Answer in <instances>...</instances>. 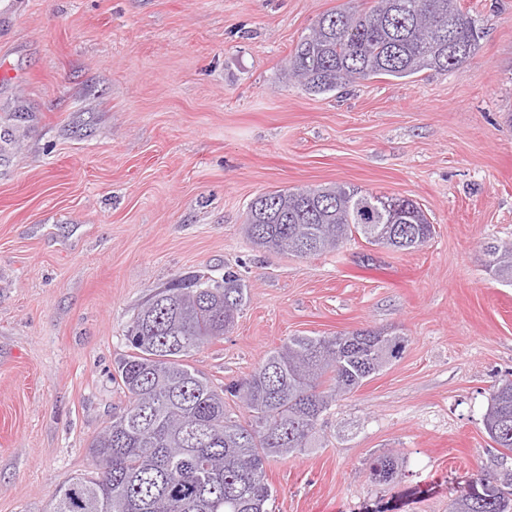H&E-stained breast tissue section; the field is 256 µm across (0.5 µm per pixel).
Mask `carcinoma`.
Masks as SVG:
<instances>
[{"label":"carcinoma","mask_w":512,"mask_h":512,"mask_svg":"<svg viewBox=\"0 0 512 512\" xmlns=\"http://www.w3.org/2000/svg\"><path fill=\"white\" fill-rule=\"evenodd\" d=\"M355 0L322 15L289 55L286 70L302 90L328 93L374 78L445 73L469 64L483 31L458 0ZM345 184L258 195L244 232L258 248L299 257L338 249L359 235L396 250L424 246L434 226L417 202ZM485 267L512 285V241L487 242ZM245 299L242 279L180 276L152 292L127 327L131 353L114 381L128 398L91 441L93 471L59 486L49 512H268L273 490L265 466L315 447L321 417L401 357L402 336L370 329L332 336H294L224 391L188 364L192 353L224 336ZM483 424L504 458L512 456V380L490 394ZM400 458L378 457L371 478L389 483ZM451 512H512V467L467 484Z\"/></svg>","instance_id":"obj_1"}]
</instances>
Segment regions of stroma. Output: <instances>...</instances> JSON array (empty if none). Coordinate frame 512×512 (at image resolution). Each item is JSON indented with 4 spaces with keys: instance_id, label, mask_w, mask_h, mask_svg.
Listing matches in <instances>:
<instances>
[{
    "instance_id": "35a3bbf8",
    "label": "stroma",
    "mask_w": 512,
    "mask_h": 512,
    "mask_svg": "<svg viewBox=\"0 0 512 512\" xmlns=\"http://www.w3.org/2000/svg\"><path fill=\"white\" fill-rule=\"evenodd\" d=\"M346 0H0V512H48L126 403L112 380L151 290L232 270L246 302L189 364L216 386L293 336L387 329L400 358L339 398L318 446L273 458L272 512H448L496 450L512 378V0H460L467 66L325 93L285 63ZM344 183L418 202L415 250L354 238L299 258L255 247L259 194ZM398 454L393 483L369 476ZM485 267L495 281L512 285L511 242L488 241L483 247ZM483 424L502 459L512 456V380H503L490 394Z\"/></svg>"
}]
</instances>
